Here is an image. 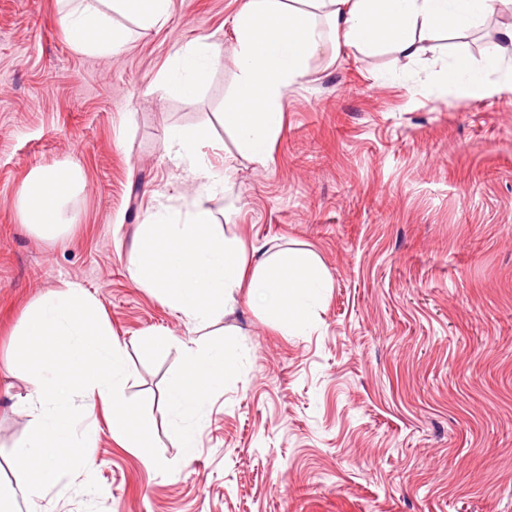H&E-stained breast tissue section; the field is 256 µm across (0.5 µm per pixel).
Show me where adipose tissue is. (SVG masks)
I'll return each mask as SVG.
<instances>
[{
  "label": "adipose tissue",
  "mask_w": 512,
  "mask_h": 512,
  "mask_svg": "<svg viewBox=\"0 0 512 512\" xmlns=\"http://www.w3.org/2000/svg\"><path fill=\"white\" fill-rule=\"evenodd\" d=\"M59 2L71 47L110 56L119 55L130 36L122 19L161 27L171 8V0ZM510 10L512 0H242L234 18L238 80L224 98V128L234 135L242 157L266 162L282 131V100L306 75L311 58L347 47L368 52L384 48L411 59L432 34L459 35L476 19ZM499 38L500 45L488 49L481 66L465 49L452 52L439 72L442 88L484 95L498 83L512 86V63L501 49L512 44L511 24L500 28ZM218 59L212 44L198 40L178 51L158 80L176 96L195 97ZM493 73L498 82L490 81ZM209 140L203 128L168 131L164 151L189 172L197 193L178 210L158 205L140 225L128 277L181 313L198 332L223 318L243 288L289 329L302 331L312 323L311 311L323 299L329 274L312 254L249 250L242 240L225 236L210 203L228 186L201 150ZM82 188V173L73 164L32 173L16 199L23 224L46 240L67 233L75 223L67 205ZM183 350L184 363L162 400L171 414L169 433L190 457L199 446L201 405L235 374L239 361L220 344L201 352L187 341ZM162 400L152 394L142 398L147 405Z\"/></svg>",
  "instance_id": "obj_1"
}]
</instances>
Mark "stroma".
I'll return each mask as SVG.
<instances>
[{
    "mask_svg": "<svg viewBox=\"0 0 512 512\" xmlns=\"http://www.w3.org/2000/svg\"><path fill=\"white\" fill-rule=\"evenodd\" d=\"M240 0H172L164 27L135 28L116 57L76 52L56 0H0V481L31 420V386L8 372L11 332L62 282L83 284L127 347L129 399L165 393L183 341L223 342L237 373L201 406L196 454L147 409L164 474L113 438L54 484L50 512H512V91L443 93L447 53L483 64L476 23L412 60L342 49L309 62L282 101L266 163L243 158L220 122L237 80ZM200 37L221 56L198 96L158 84ZM208 128L205 154L232 190L213 208L227 237L314 254L330 286L303 332L239 300L209 335L135 287L126 266L158 203L191 178L164 153L170 128ZM79 165L73 231L48 241L21 222L33 172ZM179 342L143 360L136 337Z\"/></svg>",
    "mask_w": 512,
    "mask_h": 512,
    "instance_id": "35a3bbf8",
    "label": "stroma"
}]
</instances>
